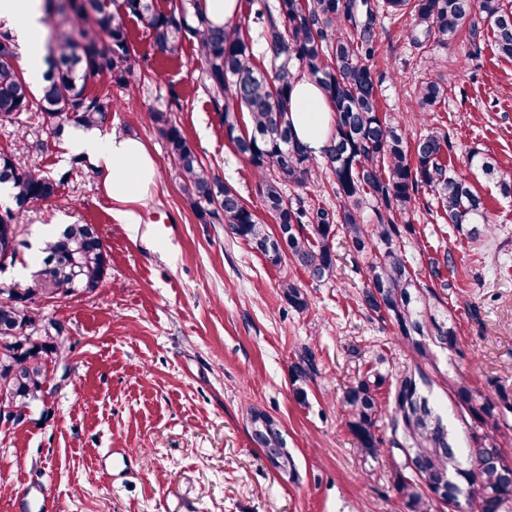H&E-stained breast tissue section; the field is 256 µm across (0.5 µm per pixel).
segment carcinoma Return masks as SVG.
Returning a JSON list of instances; mask_svg holds the SVG:
<instances>
[{"mask_svg": "<svg viewBox=\"0 0 512 512\" xmlns=\"http://www.w3.org/2000/svg\"><path fill=\"white\" fill-rule=\"evenodd\" d=\"M390 21L410 18L412 39L446 47L463 32L475 35L479 23L493 31L494 46L512 59V0H383ZM368 0H274L262 2L255 19L262 23L268 67H260L242 24L214 25L201 0H169L165 10L155 0H121L112 12L108 0H82L65 17L71 29L59 32L48 46L45 85L35 95L17 65L12 33L0 28V121L35 110L48 117L56 132L64 126L95 128L112 109V85L141 80L139 58L131 47L124 20L133 17L149 32L153 46L169 59L179 58L184 42L197 44L202 64L200 83L215 111L221 114L227 141L258 176L257 189L273 218L270 226L201 161L168 111L154 110L151 120L165 140L174 171L181 180L189 207L205 224L217 222L277 264L289 263L310 280L324 282L336 268V237L368 259V284L357 300L370 321L391 325L412 353L415 364L393 374L381 372L385 356L371 352L367 370L343 392L345 422L365 455L398 451L419 463L398 465L396 489L406 512H507L512 508V484L506 485L495 467L482 464L483 450L504 453L497 431L512 414V385L489 376L485 390L465 376L446 377L448 401L468 431L466 447L459 446L444 423L441 404L431 392L421 365L434 360V348L458 352L460 337L453 316L435 290L410 268L405 246L417 237L415 203L425 192L437 204V216L449 229L473 243L486 241L495 224L472 183L450 166L448 132L423 125L414 139L380 110L382 88L369 61L376 52L377 15L361 11ZM306 75L324 91L334 112L331 138L318 158L293 135L291 93L294 78ZM98 81L106 90L93 93ZM420 112H433L448 100V82L426 78L415 86ZM249 115L241 128L238 114ZM469 167L495 182L503 195H512V179L486 154L472 150ZM68 173L42 175L23 155L0 152V184L12 206L0 212V239L16 236L14 208L46 200ZM334 185L336 206L310 203L297 194L286 197L289 185L306 191L321 177ZM372 203L376 223L365 224L361 209ZM39 269L33 284L13 288L0 298V395L20 411L42 403L49 366L67 340L59 320L44 326V335L30 336L40 322L38 303L92 292L104 286L108 255L92 224H67L42 241ZM288 305L308 308L307 296L292 281L282 283ZM318 374L312 351L305 349L291 366L294 395L306 404V386ZM388 397L382 398V391ZM251 438L260 448H282L276 422L265 412H251ZM387 427L390 437L380 435ZM445 487L448 497L436 492Z\"/></svg>", "mask_w": 512, "mask_h": 512, "instance_id": "1", "label": "carcinoma"}]
</instances>
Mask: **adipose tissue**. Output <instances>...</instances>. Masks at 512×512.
<instances>
[{
	"label": "adipose tissue",
	"mask_w": 512,
	"mask_h": 512,
	"mask_svg": "<svg viewBox=\"0 0 512 512\" xmlns=\"http://www.w3.org/2000/svg\"><path fill=\"white\" fill-rule=\"evenodd\" d=\"M0 25L13 30L25 52L28 76L39 81L45 69L43 0H0ZM291 97L294 134L312 155H319L332 132L330 104L320 86L304 75L296 77ZM68 148L91 161L116 207L117 220L138 229L142 219L137 205L158 180L156 164L145 144L116 133L103 136L93 132L70 142Z\"/></svg>",
	"instance_id": "obj_1"
}]
</instances>
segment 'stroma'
<instances>
[{"mask_svg":"<svg viewBox=\"0 0 512 512\" xmlns=\"http://www.w3.org/2000/svg\"><path fill=\"white\" fill-rule=\"evenodd\" d=\"M377 24L371 70L382 84V111L417 133L414 87L443 75L448 101L428 118L447 130L454 170L468 174L466 155L476 149L512 175V59L497 53L491 28L480 25L476 36L462 34L443 49L413 44L403 23ZM126 26L143 77L113 87L101 131L141 139L155 159L159 179L138 233L116 219L95 170L72 167L66 142L77 128L55 138L34 111L0 121V151L20 149L49 176L70 173L54 196L17 218L19 239L36 242L53 224H93L109 259L105 287L40 305L44 318L67 328L68 375L46 407L33 408L31 423L0 426V512H13L26 494L48 496L58 512H402L395 460L364 458L339 407L364 369L351 344L381 347L396 368L412 362L394 330L369 322L357 304L367 284L364 261L337 241L334 276L314 282L223 225L201 223L149 110L171 111L205 165L263 217L256 175L224 137L199 81L195 44L170 61L139 21ZM475 186L497 226L495 240L481 247L450 240L424 195L415 221L425 238L412 241L406 257L458 323L461 351H436L438 367L456 364L480 387L489 375L512 383V196L482 178ZM430 245L453 257L438 279L430 274ZM286 280L307 294V310L288 306ZM306 348L319 374L302 405L291 366ZM254 408L278 423L295 460L293 479H280L253 445ZM111 448L128 449L132 472H101L98 461Z\"/></svg>","mask_w":512,"mask_h":512,"instance_id":"35a3bbf8","label":"stroma"}]
</instances>
